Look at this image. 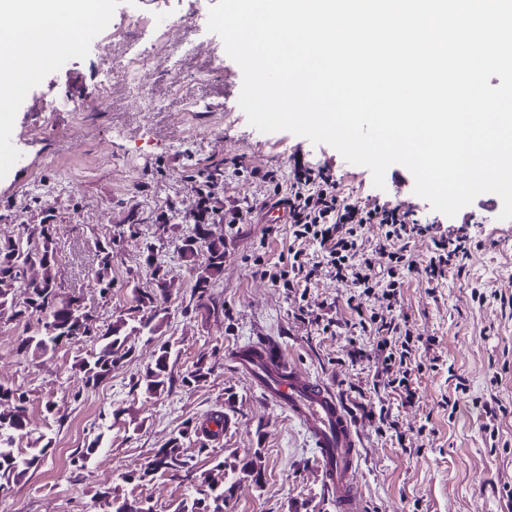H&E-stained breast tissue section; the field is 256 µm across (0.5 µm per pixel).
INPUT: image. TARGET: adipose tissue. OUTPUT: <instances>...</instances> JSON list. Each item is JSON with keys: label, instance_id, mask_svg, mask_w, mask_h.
Masks as SVG:
<instances>
[{"label": "adipose tissue", "instance_id": "obj_1", "mask_svg": "<svg viewBox=\"0 0 512 512\" xmlns=\"http://www.w3.org/2000/svg\"><path fill=\"white\" fill-rule=\"evenodd\" d=\"M101 0H0V110L8 111L10 88L29 58L48 64L59 52L75 47L76 35L97 22Z\"/></svg>", "mask_w": 512, "mask_h": 512}]
</instances>
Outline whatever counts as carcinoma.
<instances>
[{"label":"carcinoma","instance_id":"cac0c4a2","mask_svg":"<svg viewBox=\"0 0 512 512\" xmlns=\"http://www.w3.org/2000/svg\"><path fill=\"white\" fill-rule=\"evenodd\" d=\"M23 231L34 229L41 238V246L27 248L22 241H0V314H9V319L19 323H29L36 319L37 328L32 335L24 338L19 351L28 354L44 353L61 343L79 341L83 338L97 337L98 346L78 362V370L83 373L86 385L97 386L112 370L122 364L130 354L125 347L126 332L148 331L153 334L159 330L165 317L157 309V295L145 294L139 297L140 307L148 314L138 319V325L128 327L127 320L119 318L112 322L105 332H100L95 318L82 310L74 299L59 298L61 288L58 259L54 249L53 227L50 216L32 226L22 225ZM116 238L109 236L99 246L100 260L97 276L105 295L112 292V254ZM178 251L186 266L196 273L195 291L198 297L207 295L213 280L224 268V241L208 236L204 224H195L191 232L182 237ZM203 262H198L199 256ZM37 266L41 276L30 278L27 268ZM173 381L169 366L167 346L160 348L154 366L147 369L141 382L148 394L163 391ZM11 404L7 411H0V481L18 483L30 470L37 469L47 455L50 443L37 438L35 446L23 455L15 451L16 437L27 434V397L20 389L0 384V405ZM214 437L216 433L207 427H195L178 431L166 448L156 455L152 471L177 476L191 473L193 456L184 450V440L190 435ZM217 467L224 470V477L243 474L259 486L263 480V468L259 453L250 457H226ZM231 488L216 483L202 482L193 486V491L179 502L174 512H224V503ZM110 512H153V508L141 502H128L114 497L104 501Z\"/></svg>","mask_w":512,"mask_h":512}]
</instances>
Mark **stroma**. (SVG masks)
Wrapping results in <instances>:
<instances>
[{
    "label": "stroma",
    "mask_w": 512,
    "mask_h": 512,
    "mask_svg": "<svg viewBox=\"0 0 512 512\" xmlns=\"http://www.w3.org/2000/svg\"><path fill=\"white\" fill-rule=\"evenodd\" d=\"M217 0H170L168 24L157 28L154 0H106L112 26V66L127 64L136 45L150 64L133 82L114 78L109 97L99 88L100 64L91 47L71 59L54 58L23 82L4 121L26 155L22 170L0 167V240L16 239L26 224L51 213L60 293L79 300L100 328L138 313V294L157 290L153 262L164 263L167 317L155 334L127 337L130 354L96 387H85L76 366L95 341L66 343L39 355L18 345L24 327L0 318V384L29 396V437L50 440L44 462L20 483L0 487V512H104L100 492L112 489L173 512L202 481L223 482L217 461L260 453L264 482L238 480L226 512H336L316 450L287 411L267 401L234 368L226 350L260 339L280 342L290 364L327 381L356 427L360 464L357 512H512V310L491 292L512 294V219L472 202L449 217L414 192L403 165L390 166L384 189L369 168L347 162L332 146L286 131L263 133L238 104L243 74L221 37L208 29ZM185 42L200 53L172 61ZM328 167L342 193L367 206H401L426 231L409 244L428 260L434 240L464 236L471 255L433 284L406 277L391 311L419 336L411 362L415 395L403 402L373 334L325 331L316 316L349 319L352 285L324 276L307 291L286 289L256 276V257L277 261L292 240L265 234L262 203L268 186L253 170L287 175L295 158ZM223 169V203L239 205L238 222L215 220L208 229L224 240V271L208 297L194 292L195 276L178 244L193 226L196 182ZM168 230L159 233V220ZM134 237H127L128 225ZM118 234L112 259L114 286L101 293L99 244ZM487 293L485 303L474 292ZM171 349L174 382L147 394L136 382ZM205 363L208 374L183 378ZM466 391H458V382ZM501 411L493 432L481 431V405ZM53 412H46V401ZM457 401L450 410L449 401ZM388 409L390 423L380 422ZM225 415L221 437L185 442L194 457L189 479L150 472L156 454L185 426ZM101 438L86 467L80 448Z\"/></svg>",
    "instance_id": "35a3bbf8"
}]
</instances>
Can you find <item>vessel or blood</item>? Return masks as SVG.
<instances>
[{
	"instance_id": "obj_1",
	"label": "vessel or blood",
	"mask_w": 512,
	"mask_h": 512,
	"mask_svg": "<svg viewBox=\"0 0 512 512\" xmlns=\"http://www.w3.org/2000/svg\"><path fill=\"white\" fill-rule=\"evenodd\" d=\"M231 355L236 368L252 379L261 394L286 408L310 436L336 512H354L358 442L351 418L334 390L289 364L277 341L251 343L233 349Z\"/></svg>"
}]
</instances>
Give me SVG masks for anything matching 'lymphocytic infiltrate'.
Returning a JSON list of instances; mask_svg holds the SVG:
<instances>
[{"instance_id":"f902f5d3","label":"lymphocytic infiltrate","mask_w":512,"mask_h":512,"mask_svg":"<svg viewBox=\"0 0 512 512\" xmlns=\"http://www.w3.org/2000/svg\"><path fill=\"white\" fill-rule=\"evenodd\" d=\"M258 177L271 187L274 203L287 206V231L294 245L276 263L256 259V272L283 287H308L319 273L325 272L351 282L358 295L391 308L398 301L404 274L436 282L445 279L449 269L470 254V245L461 236L451 246L436 243L433 255L426 262L411 259L408 245L421 234L420 225L411 223L407 212L399 207L367 208L342 196L328 168L308 166L299 160L288 178H280L272 170L259 172ZM367 224L380 227L377 251L386 259L385 267L380 269L360 245L361 230ZM307 243L317 245L318 257H308L303 249ZM352 309L361 328H374L386 362L399 373L397 386L401 395L412 398L409 365L413 347L409 329L374 314L365 315L361 304H353Z\"/></svg>"}]
</instances>
